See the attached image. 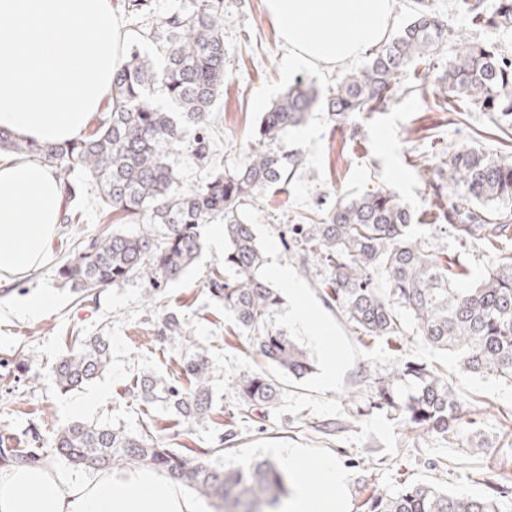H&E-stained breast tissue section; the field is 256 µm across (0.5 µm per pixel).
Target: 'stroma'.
<instances>
[{"instance_id":"obj_1","label":"stroma","mask_w":512,"mask_h":512,"mask_svg":"<svg viewBox=\"0 0 512 512\" xmlns=\"http://www.w3.org/2000/svg\"><path fill=\"white\" fill-rule=\"evenodd\" d=\"M468 3L393 0L392 33H399L424 9L445 19L448 39L434 54L404 69L382 103L339 121L323 98L335 91L345 74L367 65L372 52L331 71L289 69L288 49L264 0H224L227 77L213 132L211 168H231L242 160L263 112L295 80L314 84L322 98L306 121L285 136L289 148L303 154L296 175L285 185L264 191L242 212L267 255L264 275L281 291L283 303L275 322L307 350L314 372L287 382L273 409L258 410L245 423L231 420L237 399L229 378L265 369L266 364L238 336L223 303L207 292L211 280L225 274L224 250L213 246L207 225L202 228L199 259L154 300H147L146 286L137 278L80 299L59 277L62 258L78 238L123 226L103 213L94 188L88 187L75 202L79 223L60 225L49 262L0 287V445L28 447L31 430L48 439L78 419L134 433L147 429L171 447L201 450L217 447L220 436L231 428L236 433L233 448L220 456V464L272 459L287 472L293 492L302 484L322 483L329 476L323 465L331 463L345 476L344 512H364L362 504L373 492L407 484L425 483L475 497L488 494L501 477L512 478V381L463 370L454 355L433 350L411 333L390 346L356 332L333 300L323 268L302 267L301 237L282 234L287 224L323 222L339 201L390 189L410 211L418 235L444 247L454 267L468 270L463 287L484 274L491 256L487 244L460 237L438 220L439 202L432 188L436 182L449 184L448 154L458 147L512 158L511 126L467 101L448 102L439 89L437 78L462 43L493 42L512 57V27L484 26L470 13ZM174 166L185 188L203 180L211 169L184 155L175 157ZM278 266L287 267L288 281L275 276ZM292 281L301 285V294H291ZM40 295L50 299L44 313L34 320L21 316L19 305ZM297 310L306 314V322L293 319ZM170 312L180 317L183 335L163 341L158 331ZM75 335L107 338L112 363L82 391L66 393L56 385L53 367ZM323 336L331 338L335 354L320 344ZM190 343L208 357L217 413L211 422L185 433L173 412L130 397L127 385L143 372L179 374ZM403 360L447 374L449 384L476 414L477 424L467 436L422 435L391 420L379 397L378 381L389 377ZM331 365L336 375L330 380L326 372ZM95 393L100 401L76 412V405Z\"/></svg>"}]
</instances>
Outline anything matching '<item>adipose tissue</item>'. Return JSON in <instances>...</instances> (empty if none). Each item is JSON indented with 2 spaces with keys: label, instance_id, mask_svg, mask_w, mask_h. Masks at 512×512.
I'll return each instance as SVG.
<instances>
[{
  "label": "adipose tissue",
  "instance_id": "adipose-tissue-1",
  "mask_svg": "<svg viewBox=\"0 0 512 512\" xmlns=\"http://www.w3.org/2000/svg\"><path fill=\"white\" fill-rule=\"evenodd\" d=\"M289 68L353 60L387 35L391 0H265ZM125 60L112 0H0V130L33 143L86 137L110 100ZM67 203L55 173L33 159L0 155V284L50 256ZM341 482L301 485L292 512H338ZM0 512H198L157 471L115 480L104 471L72 482L41 466L0 467Z\"/></svg>",
  "mask_w": 512,
  "mask_h": 512
}]
</instances>
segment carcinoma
I'll return each instance as SVG.
<instances>
[{"mask_svg":"<svg viewBox=\"0 0 512 512\" xmlns=\"http://www.w3.org/2000/svg\"><path fill=\"white\" fill-rule=\"evenodd\" d=\"M145 7L144 0H133L130 12L157 55L131 49L112 77L108 111L85 139L38 145L0 131V150L48 164L70 201L82 182L95 185L103 211L138 226L135 232L114 229L81 241L66 256L59 276L85 298L133 277L152 289L177 279L203 250L201 227L224 225V263L235 278L215 285L212 294L224 301L238 334L271 368L269 373L245 371L228 381L240 417L248 420L256 407H274L282 378L300 380L313 370L306 351L273 323L282 297L263 274L264 250L241 213L261 191L295 176L300 152L277 144L305 120L318 92L296 80L264 112L242 164L184 188L170 155L205 160L213 152V143L202 135L186 141L184 126L204 130L212 125L224 95L221 0H188L154 20ZM445 34L438 16L420 12L365 68L343 77L328 99V111L343 118L383 102L403 69L439 49ZM439 82L448 99L475 101L512 118V60L491 45L468 44ZM448 167L453 189L443 220L464 237L512 240V161L464 146L451 154ZM410 226L411 215L395 192L379 189L338 202L324 222L307 224L302 232L318 244L336 301L361 334L389 343L412 329L432 349L456 355L468 371L512 380V250H496L482 279L460 288L454 281L466 272L453 269L445 251L422 241ZM74 343L77 349L54 368L65 392L82 389L110 363V344L103 337L76 336ZM181 375L185 386L144 373L131 380L128 391L173 410L187 424L209 422L216 409L207 356H186ZM378 390L396 420L411 429L442 435L468 432L476 424L448 378L422 364L399 363ZM52 448L69 464L96 472L155 469L215 501L218 512H280L288 494V475L274 461L256 458L220 469L203 457H218L223 448L183 453L147 430L132 433L77 420L56 430ZM41 462L46 457L39 448L23 453L0 448V463ZM511 481L491 486L483 497L420 484L380 491L367 499L365 512H497L495 500L509 492Z\"/></svg>","mask_w":512,"mask_h":512,"instance_id":"cac0c4a2","label":"carcinoma"}]
</instances>
